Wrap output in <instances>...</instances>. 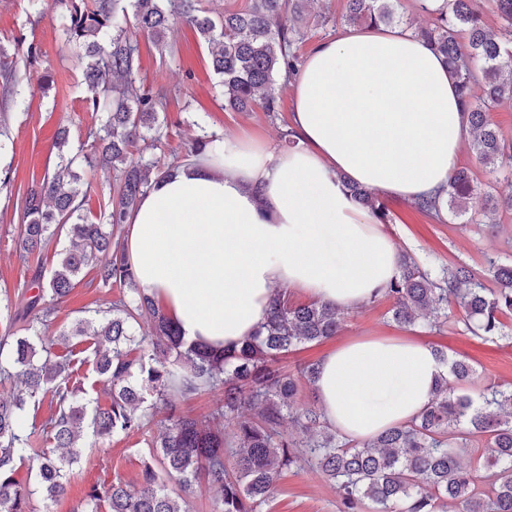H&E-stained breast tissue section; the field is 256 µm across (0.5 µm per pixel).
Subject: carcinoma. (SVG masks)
Here are the masks:
<instances>
[{"label": "carcinoma", "instance_id": "carcinoma-1", "mask_svg": "<svg viewBox=\"0 0 512 512\" xmlns=\"http://www.w3.org/2000/svg\"><path fill=\"white\" fill-rule=\"evenodd\" d=\"M54 17L64 47L78 51L90 91L88 110L104 115L88 132L91 152L74 154L67 135L59 137L58 163L21 200L20 248L31 254L65 236L69 246L56 254L50 276L34 272V294L22 293L11 321H27L25 336L5 330L0 336V382L16 390L0 400V512H30V498L41 490L46 507L64 494L70 468L89 440L143 429L144 403L162 408L153 455L170 488L147 465L139 488L122 481L92 487L82 512H188L185 496L200 479L220 512H258L272 496L282 470L308 465L336 483L343 512H512V384L490 382L478 397L466 392L476 369L436 351L446 374L418 416L363 441L343 440L314 406L297 402L299 382H316L317 364L285 374L278 356L301 344L329 339L340 331L343 312L310 301L299 304L277 291L257 336L217 355L207 346L186 344L179 330L139 287L119 236L128 216L154 183L173 166L143 156L139 143L158 147L167 139L160 112L167 92L139 84L138 34L157 50L169 47L167 34L180 23L207 45L224 97V108L248 112L258 104L271 115L280 109L279 91L299 68V44L307 34L308 0H249L241 10L212 15L202 0H56ZM428 22L418 25L396 11L394 0H347L342 21L348 26L405 25L453 74L471 127L468 143L488 168L512 160V141L492 126L487 112L512 98V0H418ZM495 13L500 26L485 22ZM22 41L14 53L0 46V87L11 96L29 85L18 68ZM115 172L113 192L87 205L97 168ZM353 198L379 224L391 221L380 196L348 185ZM417 210L443 221L474 210L488 221L512 212V192L483 195L466 167L453 171L443 195L415 201ZM107 256L100 268L95 261ZM94 269L104 284L126 289L95 316L59 334L50 331L58 302ZM484 280L465 267L431 276L409 255L384 296L393 300L392 320L404 327L440 325L448 305L462 309L469 331L482 340H505L503 318L512 316V264L487 259ZM89 341L93 370L108 392L102 408L85 397L72 377L70 359L54 346L74 338ZM224 403L196 416L181 403L215 387ZM49 399L52 414L41 425L26 424L30 404ZM291 430L284 429V422ZM42 432L53 441L35 454V483L15 480L16 462ZM482 445L474 462L462 455Z\"/></svg>", "mask_w": 512, "mask_h": 512}]
</instances>
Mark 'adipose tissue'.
<instances>
[{
    "label": "adipose tissue",
    "mask_w": 512,
    "mask_h": 512,
    "mask_svg": "<svg viewBox=\"0 0 512 512\" xmlns=\"http://www.w3.org/2000/svg\"><path fill=\"white\" fill-rule=\"evenodd\" d=\"M292 90L295 146L224 135L128 220L138 285L185 341L241 346L279 288L342 310L372 300L398 276L399 251L346 182L434 194L470 137L447 65L403 28L319 41ZM442 372L428 344L365 336L321 359L315 387L329 425L366 440L417 415Z\"/></svg>",
    "instance_id": "adipose-tissue-1"
}]
</instances>
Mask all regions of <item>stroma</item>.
<instances>
[{
    "label": "stroma",
    "instance_id": "stroma-1",
    "mask_svg": "<svg viewBox=\"0 0 512 512\" xmlns=\"http://www.w3.org/2000/svg\"><path fill=\"white\" fill-rule=\"evenodd\" d=\"M346 0H310L307 12L313 24L310 41L299 48L307 55L313 43L334 37L341 31V17ZM56 0H0V44L12 48L14 39L33 45L36 57L30 71L38 76L51 74L49 89L32 88L24 97L6 107L13 147L0 155V322L8 319L6 304L30 282L35 270L50 272L55 251L68 246V239L54 241L42 251L27 254L17 244L19 218L8 208L12 195L25 194L39 183L45 171L58 162L55 147L59 131H67L72 148L86 145L87 133L96 117L88 112L90 92L84 82L76 56L65 49L53 17ZM173 53L159 55L148 41L141 40V73L144 85L164 86L171 100L164 114L169 136L165 157L185 155L192 138L200 129L227 132L258 143L287 145L286 132L294 104L293 91L284 88L277 116L262 110L240 113L225 110L217 98L210 55L200 38L184 26L167 36ZM392 221L385 232L399 250L417 257L426 266L440 269L462 264L483 272L488 258L512 260V215L501 214L497 223L473 224L466 218L430 220L415 211L409 200L386 196ZM120 288L99 282L81 283L57 306L53 330L68 329L90 311L121 296ZM392 302L380 297L361 308L346 312L341 332L323 343L304 347L284 356L280 367L295 372L298 365L322 358L336 346L362 336H409L434 348L443 349L452 358L469 360L477 369L478 384L490 381L512 383V343L484 341L471 335L465 314L451 309L448 321L440 329L429 331L405 328L391 320ZM154 424L138 432L115 433L105 441L90 443L73 464L66 492L52 507V512H76L84 505L91 486L119 480L130 486L141 482L142 470L150 460L149 446L155 435ZM340 498L335 485L320 472L299 467L285 472L276 481L274 496L260 512H340Z\"/></svg>",
    "mask_w": 512,
    "mask_h": 512
}]
</instances>
